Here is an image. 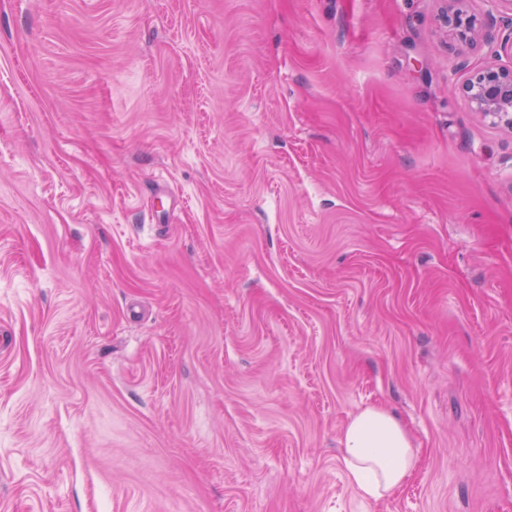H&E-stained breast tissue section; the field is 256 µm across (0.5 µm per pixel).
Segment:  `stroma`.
I'll list each match as a JSON object with an SVG mask.
<instances>
[{
  "label": "stroma",
  "instance_id": "35a3bbf8",
  "mask_svg": "<svg viewBox=\"0 0 512 512\" xmlns=\"http://www.w3.org/2000/svg\"><path fill=\"white\" fill-rule=\"evenodd\" d=\"M442 7L0 0V512H512V12ZM448 27L461 42H470L476 30V19L455 10L447 15ZM474 112L512 129V67L490 65L462 88ZM341 443L346 475L365 499L378 501L398 490L417 467L408 434L379 407L354 414L345 426Z\"/></svg>",
  "mask_w": 512,
  "mask_h": 512
}]
</instances>
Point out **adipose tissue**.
<instances>
[{
	"mask_svg": "<svg viewBox=\"0 0 512 512\" xmlns=\"http://www.w3.org/2000/svg\"><path fill=\"white\" fill-rule=\"evenodd\" d=\"M346 475L360 495L380 500L398 490L417 467L402 425L387 411L368 407L354 414L341 438Z\"/></svg>",
	"mask_w": 512,
	"mask_h": 512,
	"instance_id": "adipose-tissue-1",
	"label": "adipose tissue"
}]
</instances>
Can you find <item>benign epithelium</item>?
<instances>
[{
  "label": "benign epithelium",
  "instance_id": "1",
  "mask_svg": "<svg viewBox=\"0 0 512 512\" xmlns=\"http://www.w3.org/2000/svg\"><path fill=\"white\" fill-rule=\"evenodd\" d=\"M448 27L461 42L473 39L476 19L460 10L447 15ZM472 109L512 128V67L490 65L478 72L462 88Z\"/></svg>",
  "mask_w": 512,
  "mask_h": 512
}]
</instances>
